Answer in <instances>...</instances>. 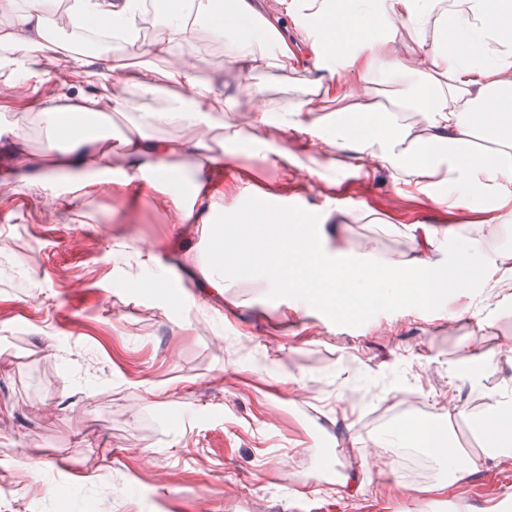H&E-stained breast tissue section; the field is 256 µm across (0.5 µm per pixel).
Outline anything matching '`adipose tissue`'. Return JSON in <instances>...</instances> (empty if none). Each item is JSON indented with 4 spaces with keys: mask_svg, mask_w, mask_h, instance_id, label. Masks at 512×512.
<instances>
[{
    "mask_svg": "<svg viewBox=\"0 0 512 512\" xmlns=\"http://www.w3.org/2000/svg\"><path fill=\"white\" fill-rule=\"evenodd\" d=\"M0 13L12 18L0 26V86L36 97L30 122L43 145L42 157L32 156L20 129L0 127L12 139V185L35 188L61 216L105 187L120 208L150 193L180 235L200 231V251L149 253L144 287L186 273L231 313L232 291L244 283L309 310L306 278L334 287L327 304L344 316L373 297L441 302L450 291L480 309L512 286V0H0ZM114 27L152 31L135 69L118 38L93 56L75 51V38ZM200 27L224 47L223 62L206 72L192 61ZM61 55L70 61L64 74L51 67ZM266 76L287 93L270 96ZM45 84L62 90L41 95ZM164 92V105L145 107ZM241 104L246 112L225 121ZM115 112L126 118L119 140L86 131ZM248 149L293 178L304 169L300 152H312L324 184L344 168L389 170L458 221L421 236L400 226L411 242L401 252L380 251L370 236L330 239L315 225L347 229L375 218L329 200L307 216L287 198L252 194L231 163ZM493 408L492 433L459 461L442 436L412 421L376 439L370 458L353 439L338 484L363 490L371 459L412 440L434 444L452 484L484 461L511 459L512 394Z\"/></svg>",
    "mask_w": 512,
    "mask_h": 512,
    "instance_id": "obj_1",
    "label": "adipose tissue"
}]
</instances>
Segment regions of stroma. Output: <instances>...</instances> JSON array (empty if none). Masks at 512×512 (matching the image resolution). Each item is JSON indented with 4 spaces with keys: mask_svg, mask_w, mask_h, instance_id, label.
Listing matches in <instances>:
<instances>
[{
    "mask_svg": "<svg viewBox=\"0 0 512 512\" xmlns=\"http://www.w3.org/2000/svg\"><path fill=\"white\" fill-rule=\"evenodd\" d=\"M309 210L331 199L388 224L453 221L389 171L345 172L324 190L289 185ZM106 189L85 216L51 218L35 190L0 197V497L11 512H381L414 488L409 512H487L470 496L490 483L512 502V460L485 462L458 486L439 467L411 476L410 448L394 450L361 494L335 491L340 441H371L423 420L455 390L441 429L471 452L493 397L512 389V292L478 317L454 303L353 315L298 312L291 298L238 288L237 314L174 282L145 290L119 244L197 250L154 196L113 214ZM53 340L59 358L43 357ZM303 382L288 401L287 378ZM24 454L29 468L14 469Z\"/></svg>",
    "mask_w": 512,
    "mask_h": 512,
    "instance_id": "35a3bbf8",
    "label": "stroma"
}]
</instances>
